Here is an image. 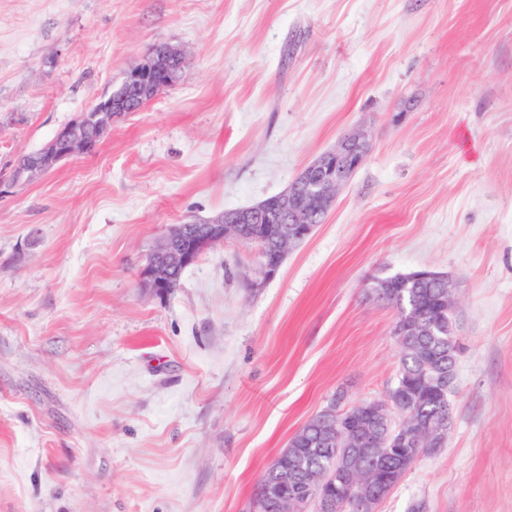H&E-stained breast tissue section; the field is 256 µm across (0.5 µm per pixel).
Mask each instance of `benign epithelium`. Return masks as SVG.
Masks as SVG:
<instances>
[{
	"instance_id": "1",
	"label": "benign epithelium",
	"mask_w": 512,
	"mask_h": 512,
	"mask_svg": "<svg viewBox=\"0 0 512 512\" xmlns=\"http://www.w3.org/2000/svg\"><path fill=\"white\" fill-rule=\"evenodd\" d=\"M171 59L184 67L185 58L179 49L165 44L152 46L112 94L79 120L58 129L39 152L22 157L14 167L13 182H30L64 159L93 152L115 118L137 111L131 94L151 100L172 86L177 73H168L167 64ZM369 148L366 130L357 128L344 135L334 149L302 168L287 190L277 196L275 206L265 214L268 226L256 228L247 236L240 231V225L254 223V216L248 210L236 215L224 212L205 221L197 230L186 224L171 225L139 273L142 287L154 296H165L175 286L174 270L193 265L204 252L231 238L254 244L263 279L274 278L289 247L312 235L316 229V216L330 211ZM443 277V273L422 269L413 272L409 278L397 274L374 281L371 286L374 299L400 300L393 330L398 347L406 346L412 337L421 335L425 326L417 309L409 311L401 304L403 294L392 289L393 284L398 282L411 288L418 281ZM453 310V283L450 282L448 300L441 302V319L434 329L437 335L448 337V353L457 354L461 343L451 320ZM455 381L456 375L451 371L448 380L437 379L428 362L420 381L412 388L402 385L383 400L362 401L346 409L336 407V401H331L313 417L317 436L307 438L304 445L316 448L320 444L336 442L345 449L347 458L383 456L382 467L360 473L350 467L338 470L333 460L327 465L312 463L305 487L300 492L290 491L276 482L263 484L261 495L254 500V512H265L271 502L276 504L277 512H336L334 487L339 474L344 476V482L353 494L352 507L357 512H377L382 490L390 487L395 479L402 478L420 457L440 448L448 434L447 420L429 417L412 422L407 417V410L420 397H430L440 408H445L450 404L449 395ZM373 422L385 424L386 431L381 433L371 427Z\"/></svg>"
}]
</instances>
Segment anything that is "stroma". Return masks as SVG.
<instances>
[{"label": "stroma", "mask_w": 512, "mask_h": 512, "mask_svg": "<svg viewBox=\"0 0 512 512\" xmlns=\"http://www.w3.org/2000/svg\"><path fill=\"white\" fill-rule=\"evenodd\" d=\"M162 43L172 87L12 183ZM361 126L275 278L231 240L142 288L169 225L281 193ZM420 268L455 285L453 424L379 512H512V0H0V512H249L336 393L394 387L368 281Z\"/></svg>", "instance_id": "35a3bbf8"}]
</instances>
